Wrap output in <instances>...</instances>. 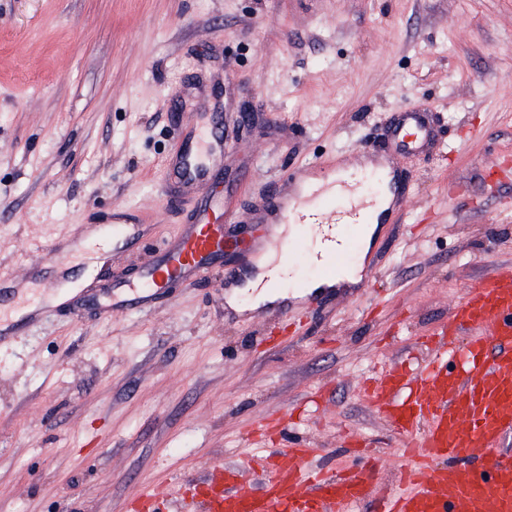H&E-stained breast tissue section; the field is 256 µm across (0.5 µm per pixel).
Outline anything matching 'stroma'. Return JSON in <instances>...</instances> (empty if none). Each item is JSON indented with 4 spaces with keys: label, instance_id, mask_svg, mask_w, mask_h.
Segmentation results:
<instances>
[{
    "label": "stroma",
    "instance_id": "1",
    "mask_svg": "<svg viewBox=\"0 0 512 512\" xmlns=\"http://www.w3.org/2000/svg\"><path fill=\"white\" fill-rule=\"evenodd\" d=\"M437 117L401 157L408 189L344 289L293 337L274 304L229 305L221 276L146 312L58 311L0 350V512H129L137 490L265 453L251 432L298 411L338 467L343 433L398 465L403 439L361 385L422 339L491 267L512 263V0H0V271L33 245L125 212L147 239L76 250L75 287L135 272L197 200L164 185L180 125L224 119V202L255 222L274 178L311 161L362 174L393 116ZM275 345L257 349L266 336Z\"/></svg>",
    "mask_w": 512,
    "mask_h": 512
}]
</instances>
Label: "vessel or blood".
Listing matches in <instances>:
<instances>
[{
  "mask_svg": "<svg viewBox=\"0 0 512 512\" xmlns=\"http://www.w3.org/2000/svg\"><path fill=\"white\" fill-rule=\"evenodd\" d=\"M395 155L418 150L431 130L423 113H401L393 124ZM374 195L332 204L339 182L322 175L303 194L271 191L265 224H297L303 235L273 238L252 234L242 243L246 254H278L319 241L328 259H340L351 244L340 228L363 223L381 202L402 203L396 170L378 166L369 172ZM169 185L194 193L199 205L189 224L158 254L151 256L113 291L108 308L145 309L169 285L212 274L241 279L224 266L231 241L227 227L236 217L224 205V131L213 114H201L185 134L167 166ZM112 248L133 247L138 225L100 229ZM30 262L43 288H10L0 276V349L36 326L55 308L70 305L59 279L69 274L65 245L35 246ZM431 355L417 365L397 362L367 380L372 406L405 439L403 462L391 486L379 479L378 461L355 440L345 443L349 467L328 475L314 468L317 451L300 437L287 436V418L268 417L264 430L276 431L278 448L263 463L261 481L249 470L213 463L202 477L171 485L163 493L141 492L133 502L140 512H355L363 504L374 512H512V265L493 268L467 291L429 341Z\"/></svg>",
  "mask_w": 512,
  "mask_h": 512,
  "instance_id": "b4317fda",
  "label": "vessel or blood"
}]
</instances>
